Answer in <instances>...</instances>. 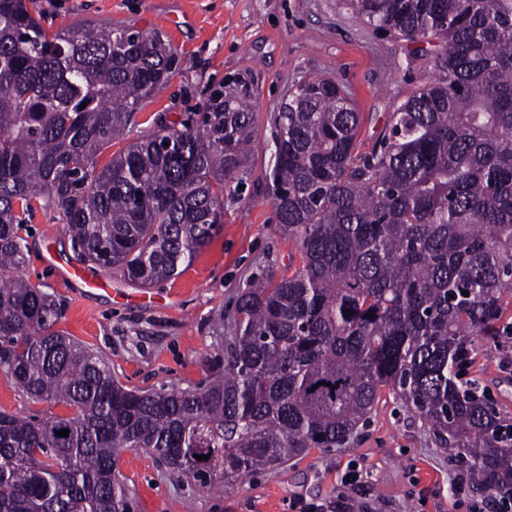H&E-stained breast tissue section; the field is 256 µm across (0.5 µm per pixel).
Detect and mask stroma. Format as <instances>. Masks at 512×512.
Here are the masks:
<instances>
[{
    "label": "stroma",
    "instance_id": "1",
    "mask_svg": "<svg viewBox=\"0 0 512 512\" xmlns=\"http://www.w3.org/2000/svg\"><path fill=\"white\" fill-rule=\"evenodd\" d=\"M48 31L109 24L159 33L177 68L136 113L126 140L150 133L157 117L180 123L202 111L217 88L234 93L254 115L251 177L224 224L195 261L165 282L145 286L121 272L107 274L108 291L79 293L49 268L47 255L80 267L56 211L36 209L25 233L24 274L60 304L57 327L99 354L124 387H195L222 372L241 293L262 274L291 276L300 253L278 224L269 173L274 117L298 83L328 77L362 114L360 139L372 146L388 116L432 69L417 43L376 31L345 0H36ZM126 140L98 157L107 164ZM470 377L479 380L512 420V362L479 349ZM0 409L40 417L66 415L62 405L29 398L0 374ZM121 480L136 512H470L460 469L437 448L426 424L391 389H383L368 419L336 448L312 449L230 486L208 487L171 473L140 450L123 452Z\"/></svg>",
    "mask_w": 512,
    "mask_h": 512
}]
</instances>
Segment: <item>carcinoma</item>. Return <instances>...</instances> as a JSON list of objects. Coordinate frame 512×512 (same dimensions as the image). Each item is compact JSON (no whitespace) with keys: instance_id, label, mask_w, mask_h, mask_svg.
<instances>
[{"instance_id":"1","label":"carcinoma","mask_w":512,"mask_h":512,"mask_svg":"<svg viewBox=\"0 0 512 512\" xmlns=\"http://www.w3.org/2000/svg\"><path fill=\"white\" fill-rule=\"evenodd\" d=\"M345 2L434 46L431 76L365 150L336 82L297 86L270 178L302 267L241 295L215 379L136 391L56 329L55 300L23 275L21 231L40 201L84 262L145 286L172 278L239 197L253 113L216 89L198 118L161 120L100 166L167 83L170 48L128 27L49 33L34 0H0V364L71 410L0 411V512H135L124 450L230 483L345 442L383 388L465 466L473 498L512 492V422L460 376L481 346L512 361V0Z\"/></svg>"}]
</instances>
